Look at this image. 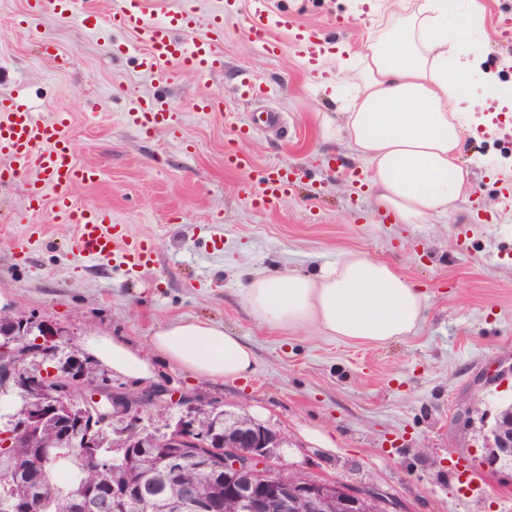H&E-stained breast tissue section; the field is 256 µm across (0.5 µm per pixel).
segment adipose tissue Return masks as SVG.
Listing matches in <instances>:
<instances>
[{"instance_id":"ef3b65f1","label":"adipose tissue","mask_w":512,"mask_h":512,"mask_svg":"<svg viewBox=\"0 0 512 512\" xmlns=\"http://www.w3.org/2000/svg\"><path fill=\"white\" fill-rule=\"evenodd\" d=\"M479 24L476 0H372L363 50L337 47L320 59L337 84L354 86L344 131L373 171L381 209L404 224H425L452 210L468 183L459 162L471 128L487 105L468 84L480 72L484 42L449 37L458 17ZM481 73V72H480ZM243 299L271 329L311 326L345 340L386 343L411 334L423 296L388 264L358 256L315 277L278 269L248 278ZM84 351L115 374L145 382L161 356L210 381H234L254 365L251 348L223 326L178 320L151 338L150 352L97 333Z\"/></svg>"}]
</instances>
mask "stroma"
<instances>
[{
	"label": "stroma",
	"instance_id": "35a3bbf8",
	"mask_svg": "<svg viewBox=\"0 0 512 512\" xmlns=\"http://www.w3.org/2000/svg\"><path fill=\"white\" fill-rule=\"evenodd\" d=\"M477 2L480 27L458 33L485 39L484 70L512 85V0ZM264 4L329 43L363 47L367 25L343 19L368 11L366 0ZM250 7L241 0L225 15L224 68L203 76L173 63L142 72L74 17L45 12L16 26L28 0H0V62L8 66L0 96L20 93L45 117L68 113L77 162L100 171L97 184L73 185L70 197L153 245L152 263L134 281L110 263L67 254L74 225L55 223L47 210L30 215L25 180L10 177L0 156V292L13 299L10 314L53 319L75 352L99 331L146 350L172 321L223 324L254 352L248 378L202 380L159 359L155 384L241 409L288 436L286 463L319 479L378 487L405 512H512V479L483 464L479 421L457 416L475 397L484 412L512 402L511 388L473 384L512 361V180L488 167L512 163V112L489 101L485 126L462 151L472 179L452 211L427 224L400 223L377 208L368 164L336 133L346 102L334 93L335 74L311 69L285 32L278 55L258 52L245 34ZM244 70L261 96L241 98ZM148 96L178 114L176 129L146 132L128 120L133 101ZM205 96L219 100L218 115L195 112ZM260 112L280 114L284 128L237 138V127ZM229 147L259 166L299 169L277 211L244 202L241 174L224 166ZM29 223L43 234L20 260L11 238ZM352 254L383 261L420 288L423 320L414 333L383 344L346 341L311 328L274 330L249 314L248 274L279 268L312 276ZM312 429L328 432L334 448L310 440Z\"/></svg>",
	"mask_w": 512,
	"mask_h": 512
}]
</instances>
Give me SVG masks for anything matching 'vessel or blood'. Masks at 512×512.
Wrapping results in <instances>:
<instances>
[{"mask_svg":"<svg viewBox=\"0 0 512 512\" xmlns=\"http://www.w3.org/2000/svg\"><path fill=\"white\" fill-rule=\"evenodd\" d=\"M262 2L253 0L254 8L246 28L248 39L274 56L282 50L275 30L288 31L293 50L310 63H317L325 48L319 30L299 24L285 13L268 17ZM149 4L150 0H121L105 21L95 12L78 11L77 0H34L33 7L39 13L51 8L61 18L79 16L82 27L91 32L100 31L106 24L111 30L141 37L147 47L141 63L151 73L168 62L202 75L223 70L224 57L217 51L216 42L224 36L225 12L236 8L238 0H221L219 9L205 17L188 8L170 11L159 22L151 20ZM132 117L147 130L167 128L177 120L176 113L154 98L137 100ZM68 121L67 113H56L47 120L16 98L2 99L0 155L12 159L16 175L28 177L29 212L40 211L49 201L56 222L76 225L77 230L67 244L71 254L92 260L109 257L127 273H137L151 262L152 246L128 237L125 225L113 223L109 215L75 207L68 195L71 184H92L100 176L96 168L77 163L66 132ZM224 166L245 173L242 191L249 205L259 210L272 209L286 201L297 179L295 168L282 164L259 168L249 157L234 150L225 152Z\"/></svg>","mask_w":512,"mask_h":512,"instance_id":"obj_1","label":"vessel or blood"}]
</instances>
